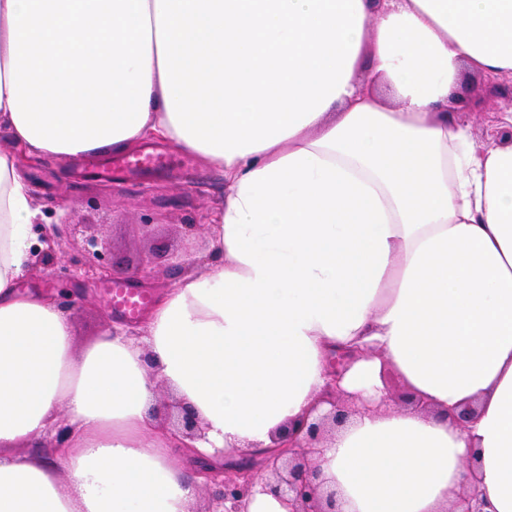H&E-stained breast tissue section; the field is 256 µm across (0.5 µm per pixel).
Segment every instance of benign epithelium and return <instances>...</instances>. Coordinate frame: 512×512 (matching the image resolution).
<instances>
[{"instance_id": "1", "label": "benign epithelium", "mask_w": 512, "mask_h": 512, "mask_svg": "<svg viewBox=\"0 0 512 512\" xmlns=\"http://www.w3.org/2000/svg\"><path fill=\"white\" fill-rule=\"evenodd\" d=\"M88 245L93 262L98 265V274L110 277L124 275L126 269L113 263L103 262L96 251L98 241L91 239ZM361 357L355 352L334 354L329 365L332 377L331 390L325 396L330 409L315 418L305 416L298 427L288 430L286 439L273 451H252L238 454V458L224 463L203 462L199 471L207 481L218 483L220 502H231L234 509L242 507L243 501L257 485L288 503L290 512H338L335 492L322 491L315 483L319 475L317 457L327 433L345 425L351 415L360 412L364 402L360 397L344 392L340 387L343 372L349 364ZM164 414L173 421L176 431L190 447V442L201 437V426L196 415L178 402L164 407ZM460 512H483L485 503L477 488L463 492L458 501Z\"/></svg>"}]
</instances>
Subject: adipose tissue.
I'll list each match as a JSON object with an SVG mask.
<instances>
[{"instance_id":"1","label":"adipose tissue","mask_w":512,"mask_h":512,"mask_svg":"<svg viewBox=\"0 0 512 512\" xmlns=\"http://www.w3.org/2000/svg\"><path fill=\"white\" fill-rule=\"evenodd\" d=\"M504 74L512 0H0V512H197L159 387L204 428L194 458L265 449L326 411L348 349L369 408L318 458L338 512H450L473 485L512 512V142L476 147L448 104ZM149 135L223 170L212 259L145 336L77 345L18 289L39 210L16 151Z\"/></svg>"}]
</instances>
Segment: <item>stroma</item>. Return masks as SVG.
Returning <instances> with one entry per match:
<instances>
[{
    "mask_svg": "<svg viewBox=\"0 0 512 512\" xmlns=\"http://www.w3.org/2000/svg\"><path fill=\"white\" fill-rule=\"evenodd\" d=\"M512 110V100L498 98L483 111L469 115L476 145L506 138L511 130L500 123L502 113ZM82 161L32 157L25 172L42 211L36 237L55 240L54 229L66 226L62 246L54 256L64 261L84 255L95 238L129 267L124 280L129 287L158 300L185 274L197 271L208 259V240L202 229L226 191L224 174L202 167L198 161L180 172L146 169L134 180L109 182L82 174ZM103 277H78L60 283L53 267L37 266L19 281L21 291L50 294L68 286V309L78 345H85L111 323L118 332L143 333L145 320L127 321L112 312Z\"/></svg>",
    "mask_w": 512,
    "mask_h": 512,
    "instance_id": "1",
    "label": "stroma"
}]
</instances>
